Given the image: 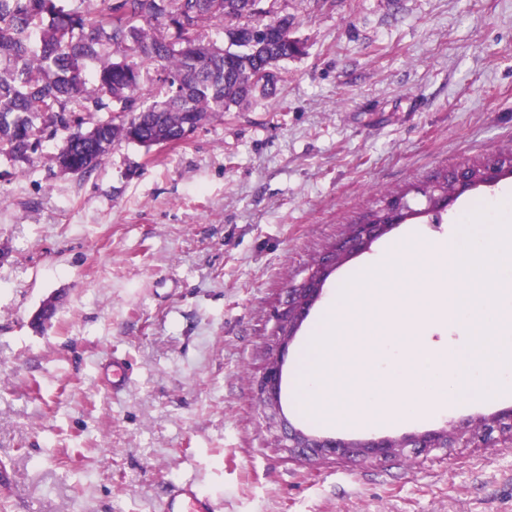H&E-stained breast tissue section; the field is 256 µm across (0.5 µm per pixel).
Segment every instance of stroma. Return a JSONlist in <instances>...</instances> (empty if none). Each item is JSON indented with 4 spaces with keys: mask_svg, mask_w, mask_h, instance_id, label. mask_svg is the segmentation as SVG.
Masks as SVG:
<instances>
[{
    "mask_svg": "<svg viewBox=\"0 0 512 512\" xmlns=\"http://www.w3.org/2000/svg\"><path fill=\"white\" fill-rule=\"evenodd\" d=\"M307 53L281 90L175 147L115 146L91 174L44 140L15 171L0 152V487L4 512H159L193 481L223 512H512V447L429 448L383 461L290 456L255 400L272 311L350 225L406 193L420 217L338 267L330 296L386 243L465 223L512 178L459 196L440 222L415 186L512 150V0H263ZM417 235L405 238L407 229ZM43 329L31 319L47 299ZM306 434L399 439L512 409V394L382 428ZM126 386L99 383L112 358Z\"/></svg>",
    "mask_w": 512,
    "mask_h": 512,
    "instance_id": "35a3bbf8",
    "label": "stroma"
}]
</instances>
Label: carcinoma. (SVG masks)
<instances>
[{"mask_svg":"<svg viewBox=\"0 0 512 512\" xmlns=\"http://www.w3.org/2000/svg\"><path fill=\"white\" fill-rule=\"evenodd\" d=\"M257 2L0 0V150L23 171L44 139L67 131L58 155L86 175L118 144L174 147L186 130L277 95L282 63L307 45L291 36L293 17ZM212 27L227 46L203 39ZM457 441L506 446L512 425L454 426Z\"/></svg>","mask_w":512,"mask_h":512,"instance_id":"obj_1","label":"carcinoma"}]
</instances>
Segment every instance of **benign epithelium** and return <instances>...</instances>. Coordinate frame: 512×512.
<instances>
[{
  "instance_id": "1",
  "label": "benign epithelium",
  "mask_w": 512,
  "mask_h": 512,
  "mask_svg": "<svg viewBox=\"0 0 512 512\" xmlns=\"http://www.w3.org/2000/svg\"><path fill=\"white\" fill-rule=\"evenodd\" d=\"M511 165L512 158L508 156H492L485 160L477 171L468 166L455 170L450 175L451 182L448 183V189L445 190L440 185L434 184L422 190V193L426 196L429 206L443 209L450 206L459 195L478 185L490 186L499 182L503 178V171ZM410 212L411 209L403 198H390L381 208L378 217L356 225L351 236L336 243L321 261L311 268L298 287L288 291L287 305L277 314L272 332V349L275 350V354L257 380L255 389L256 402L268 411L267 418L270 422L278 421L282 427H288L280 402L282 368L289 345L308 312L320 298L322 286L327 277L336 270L341 258L367 250L378 237L409 219ZM285 439L288 440L286 448L292 455L301 454L308 449L314 456L329 455L337 458L364 456L375 460L391 458L409 445L417 444L421 448L448 447V433L445 431L425 433L410 437L403 442L390 439L346 442L318 438L293 429L285 432Z\"/></svg>"
}]
</instances>
